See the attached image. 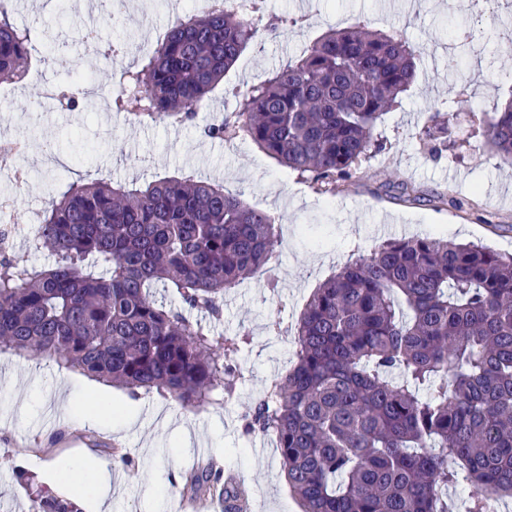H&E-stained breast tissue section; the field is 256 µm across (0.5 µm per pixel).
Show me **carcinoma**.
Segmentation results:
<instances>
[{"mask_svg":"<svg viewBox=\"0 0 512 512\" xmlns=\"http://www.w3.org/2000/svg\"><path fill=\"white\" fill-rule=\"evenodd\" d=\"M259 35L251 17L219 6L178 20L137 67L123 72L115 112L182 125ZM420 50L401 36L331 27L295 63L238 98L203 135L244 133L325 193L378 147L381 117L418 78ZM28 30L0 6V81L21 79ZM68 110H81L75 84ZM453 113H429L421 139L437 154ZM487 144L512 161V98L494 113ZM36 242L48 268L0 250V351L33 353L124 389L204 408L231 395L250 334L229 336L190 320L219 318L220 301L277 262L276 219L224 187L192 176L139 189L73 182L50 197ZM156 285L181 306L158 302ZM291 337L295 363L243 416L247 433L272 434L301 512H448V488L467 484L465 512L512 497V254L439 235L388 240L353 255L311 294ZM33 512H81L33 485ZM219 477L192 475L186 492ZM227 512L248 488L224 484Z\"/></svg>","mask_w":512,"mask_h":512,"instance_id":"obj_1","label":"carcinoma"}]
</instances>
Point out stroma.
<instances>
[{
  "mask_svg": "<svg viewBox=\"0 0 512 512\" xmlns=\"http://www.w3.org/2000/svg\"><path fill=\"white\" fill-rule=\"evenodd\" d=\"M28 3L14 18L32 28L42 47L31 70H43L60 84L76 73L111 83L109 65L86 66L79 0H56L48 8ZM193 11L194 0H125L113 13L99 0V45L125 42L128 61H135L138 46H156L160 28ZM305 12L307 27L274 37L260 32L185 125L141 123L120 112L109 116L95 105L79 112L48 104L29 109L26 101L40 96L37 81L0 84V141L24 145L14 163L29 174L27 191L14 194V259L37 267L54 263L52 252L29 236L28 220L50 195L87 178L137 186L188 175L219 181L226 193L273 215L280 239L273 270H259L229 291L220 321L212 322L218 333L249 331L252 342L238 361L243 377L235 392L227 397L214 391L204 409L155 393L134 399L116 388L111 413L89 427L81 414L97 399L100 383L39 355L0 352V512L30 510L16 471H29L43 484L50 470L74 460L111 471L112 512H181L184 492L172 480L194 468L202 453L222 474H235L249 486L251 512H300L273 436L248 435L242 428L243 413L293 361L288 338L270 333V318L292 325L314 288L351 254L384 242L377 232L382 224L391 225L396 238L444 233L512 252V164L490 150L480 126L512 96V7L505 0H403L398 7L389 0H312ZM336 24L403 35L422 55L418 82L379 126L384 149L362 162L335 194L281 166L247 136L219 141L203 135L206 125L236 107L225 87L243 91L266 79ZM469 26L492 40L487 50L449 67L452 35ZM463 88L469 101L453 120L447 150L429 154L420 128L431 109H447ZM49 143L64 167L45 166L42 147ZM405 184L417 189V199L402 195ZM271 276L279 281L278 291L265 286ZM114 443L128 453L131 466L114 462Z\"/></svg>",
  "mask_w": 512,
  "mask_h": 512,
  "instance_id": "stroma-1",
  "label": "stroma"
}]
</instances>
